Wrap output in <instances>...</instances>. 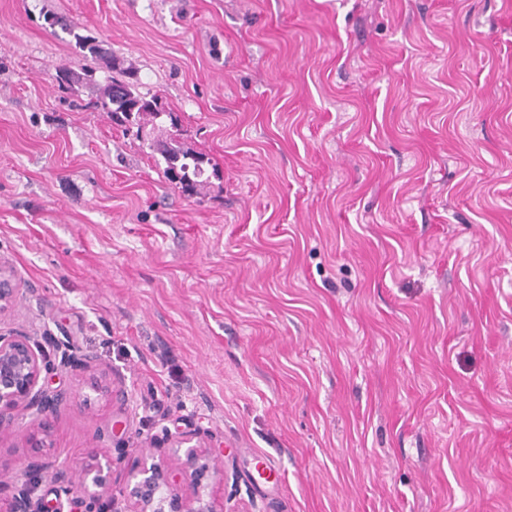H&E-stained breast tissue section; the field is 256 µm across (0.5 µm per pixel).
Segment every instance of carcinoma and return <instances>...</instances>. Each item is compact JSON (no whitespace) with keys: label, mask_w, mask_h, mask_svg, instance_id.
Returning <instances> with one entry per match:
<instances>
[{"label":"carcinoma","mask_w":512,"mask_h":512,"mask_svg":"<svg viewBox=\"0 0 512 512\" xmlns=\"http://www.w3.org/2000/svg\"><path fill=\"white\" fill-rule=\"evenodd\" d=\"M78 44L88 51L91 58L102 61L107 71L111 72L95 101L98 109L122 125L149 123L161 126L167 120L172 125L176 123L173 113L163 107L151 111V108L159 105V96L140 92L132 81L133 73L123 67L117 57L94 40L85 38L79 40ZM148 148L161 156L165 178L182 194L192 197L205 193L210 184L207 165L211 164L205 154L185 146L177 133L164 142L154 140L148 143Z\"/></svg>","instance_id":"1"}]
</instances>
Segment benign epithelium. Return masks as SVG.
I'll list each match as a JSON object with an SVG mask.
<instances>
[{
    "mask_svg": "<svg viewBox=\"0 0 512 512\" xmlns=\"http://www.w3.org/2000/svg\"><path fill=\"white\" fill-rule=\"evenodd\" d=\"M20 299L14 272L0 264V315ZM84 363L73 345L55 336H30L20 329H0V436L22 433L31 448H49L43 419L67 399L63 389L52 390L46 376ZM174 440V458L145 456L127 473L122 499L108 496L112 484V451L91 455L81 475L74 476L65 461L30 458L20 473L0 472V512H223L217 494L224 489V467L211 447L193 433H167ZM48 481L56 499L48 501L31 490L30 477Z\"/></svg>",
    "mask_w": 512,
    "mask_h": 512,
    "instance_id": "1",
    "label": "benign epithelium"
}]
</instances>
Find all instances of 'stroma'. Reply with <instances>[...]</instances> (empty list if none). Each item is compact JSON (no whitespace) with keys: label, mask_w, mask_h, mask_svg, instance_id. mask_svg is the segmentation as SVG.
I'll return each instance as SVG.
<instances>
[{"label":"stroma","mask_w":512,"mask_h":512,"mask_svg":"<svg viewBox=\"0 0 512 512\" xmlns=\"http://www.w3.org/2000/svg\"><path fill=\"white\" fill-rule=\"evenodd\" d=\"M79 35L205 196L59 88ZM0 262V326L90 358L44 454L111 449L113 497L167 428L224 512H512V0H0ZM79 46L84 50L87 49L92 59L101 60L108 72L113 71V75L106 77L105 83L101 86L100 96L95 101V106L102 112H107L112 121L121 125L132 124L137 126L136 134L141 138H147L150 133L146 132V126L140 125L151 123L152 126H165L166 119H169L172 126L175 125L176 119L172 112H167L164 106L160 108L159 96L149 93H142L138 90L137 84L132 79L133 73L124 68L117 57L112 52L105 51L101 45L95 40L78 38ZM138 107L136 108V106ZM158 108L155 112H140L152 109L153 106ZM142 122V123H141ZM177 132L178 128L166 141L154 140L147 146L151 154L157 152L161 156L164 176L175 188L188 197L201 196L210 184L206 165L211 161L205 154L185 146ZM211 166L215 173L216 168ZM20 299V289L14 272L7 266L0 264V317L8 312Z\"/></svg>","instance_id":"stroma-1"}]
</instances>
